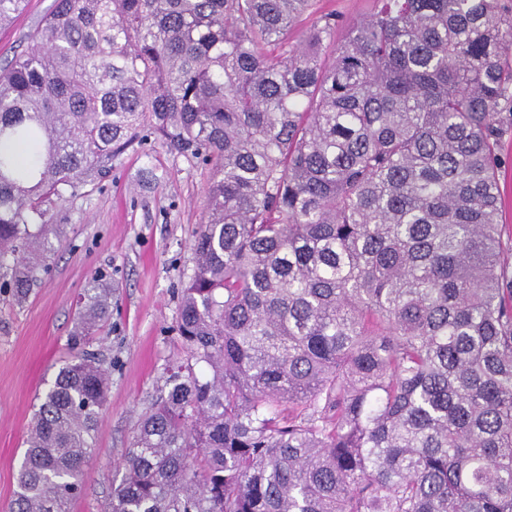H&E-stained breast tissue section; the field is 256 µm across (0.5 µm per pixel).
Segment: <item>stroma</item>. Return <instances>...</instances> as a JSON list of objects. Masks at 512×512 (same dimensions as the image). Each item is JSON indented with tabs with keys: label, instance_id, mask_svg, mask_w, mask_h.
Here are the masks:
<instances>
[{
	"label": "stroma",
	"instance_id": "stroma-1",
	"mask_svg": "<svg viewBox=\"0 0 512 512\" xmlns=\"http://www.w3.org/2000/svg\"><path fill=\"white\" fill-rule=\"evenodd\" d=\"M54 0H28L0 27V65L24 51ZM372 0H312L291 30L296 43L327 12L348 25ZM210 170L149 129L81 182L53 211L49 274L23 303L0 291V512H9L26 438L39 398L69 355L68 337L91 276L112 283V316L89 346L111 370L108 400L94 431L96 452L84 490L69 512H107L112 487L142 413L159 396L166 364L183 356L174 331L180 293L192 274L193 235L202 219Z\"/></svg>",
	"mask_w": 512,
	"mask_h": 512
}]
</instances>
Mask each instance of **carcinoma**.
I'll use <instances>...</instances> for the list:
<instances>
[{
	"mask_svg": "<svg viewBox=\"0 0 512 512\" xmlns=\"http://www.w3.org/2000/svg\"><path fill=\"white\" fill-rule=\"evenodd\" d=\"M27 0H0V27ZM309 0H54L0 67V282L149 127L211 166L175 333L109 512H512V116L504 0H374L335 48ZM30 152L36 161L28 162ZM87 289L11 512H68L109 375ZM500 185L502 190L501 224L512 232V130L504 137L501 150Z\"/></svg>",
	"mask_w": 512,
	"mask_h": 512,
	"instance_id": "obj_1",
	"label": "carcinoma"
}]
</instances>
